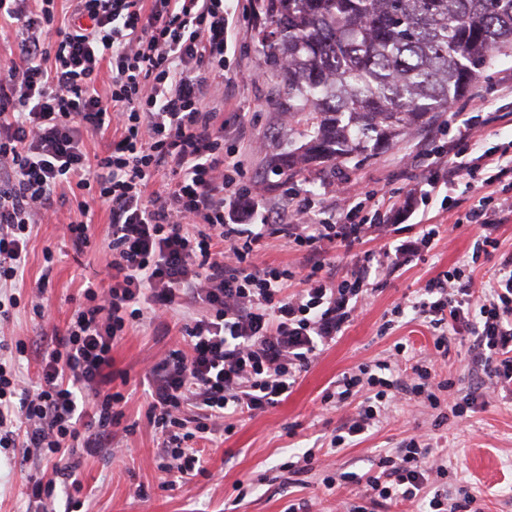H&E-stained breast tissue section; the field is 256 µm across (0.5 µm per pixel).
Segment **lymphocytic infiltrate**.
Listing matches in <instances>:
<instances>
[{
  "mask_svg": "<svg viewBox=\"0 0 512 512\" xmlns=\"http://www.w3.org/2000/svg\"><path fill=\"white\" fill-rule=\"evenodd\" d=\"M56 2L0 0V21L20 33L13 65L0 71V289L31 288L34 315L49 322L44 293L53 252L34 286L26 285L24 268L34 227L66 204L75 217L62 236L78 255L96 236L95 207L108 209L111 259L101 282L83 289L65 328L43 337L32 383L16 365L25 343L15 342L13 358L0 360V448L55 459L54 479L30 478L27 495L50 507L61 487L79 508L84 461L133 432L122 424L126 398L112 388V350L131 330L147 322L166 328L184 295L204 309L182 326L183 347L146 374V418L161 439L157 469L168 487L205 474L200 441L288 395L357 316L371 270L391 253L364 251L358 273L338 283L320 262L303 273L258 262L271 227L317 255L339 242L353 246L373 225L362 215V198L347 189L335 218L307 203L260 198L238 215L226 208L225 194L241 192L242 167L225 156L224 129L215 121L224 105V0H72L61 21ZM473 131L471 120H455L452 156L428 178L434 189L481 190L477 206L455 218L457 228L499 224L512 213V149L470 157ZM108 132L111 147L88 156L85 134ZM69 184L79 190L71 200L61 192ZM503 268L478 294L458 269L425 284L412 307L428 318L434 351L413 365L417 381L403 386L405 395L438 408L429 380L448 357L449 337L464 327L481 350L492 393L512 386V256ZM342 384V403L364 387L376 390L374 403L346 425L349 436L361 435L377 420L388 381L362 364ZM445 473L442 455L419 436L340 481L394 504L424 500L431 512H468L471 497L449 501Z\"/></svg>",
  "mask_w": 512,
  "mask_h": 512,
  "instance_id": "lymphocytic-infiltrate-1",
  "label": "lymphocytic infiltrate"
}]
</instances>
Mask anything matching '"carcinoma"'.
I'll list each match as a JSON object with an SVG mask.
<instances>
[{
    "label": "carcinoma",
    "mask_w": 512,
    "mask_h": 512,
    "mask_svg": "<svg viewBox=\"0 0 512 512\" xmlns=\"http://www.w3.org/2000/svg\"><path fill=\"white\" fill-rule=\"evenodd\" d=\"M262 51L306 117L301 153L334 163L429 123L512 49V0H262Z\"/></svg>",
    "instance_id": "cac0c4a2"
}]
</instances>
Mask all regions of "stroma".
Instances as JSON below:
<instances>
[{"label": "stroma", "mask_w": 512, "mask_h": 512, "mask_svg": "<svg viewBox=\"0 0 512 512\" xmlns=\"http://www.w3.org/2000/svg\"><path fill=\"white\" fill-rule=\"evenodd\" d=\"M260 5L261 0L231 4L236 30L227 52L229 70L220 114L224 147L243 163V187L276 203L312 197L329 214L336 211L332 192L336 184L347 182L370 193L369 207L387 212L388 227L381 235L367 233L362 246L338 245L324 253V271L336 282L357 273L361 249L413 246L424 220L445 225L446 230L436 245L407 263H391L371 272L362 314L302 372L288 397L243 417L232 432L218 433L205 447L209 476L187 477L172 489L158 485L159 440L145 418L144 378L149 365L174 346L179 333L166 334L152 326L131 331L114 347L112 359L114 370L126 374L122 387L128 397L126 420L136 429L122 454L85 462L82 479L88 499L84 508L86 512H286L290 503L305 499L314 503L317 512H338L345 499L364 506L365 512H399L388 502L371 501L362 486L331 489L324 480L339 472L368 469L378 454L395 452L410 438L427 433L447 451L449 490L468 487L477 498V512H512V398L488 399L465 416L449 417L440 425L434 422L435 410L398 398L372 429L346 439L334 452L330 442L343 433L356 406L350 403L334 409L323 402L327 389L363 363L386 361L392 378H408L409 363L396 354L395 344L407 339L415 348L430 352L434 337L414 312L393 318V307L414 298L431 278L456 267H466L475 284H484L494 277L504 257L512 254V214L502 224L452 229L454 219L476 204L480 190L464 194L443 188L431 193L427 204L419 202V189L431 168L429 157L420 150L431 142L446 144L443 131L454 113L474 118L478 151L493 152L512 140V53L497 56L474 80L469 94L455 99L434 122L373 155H354L333 167L311 166L289 176L272 171L267 159L278 146L303 144L305 126L300 118H287L284 86L260 52ZM69 217L64 207L54 222L36 225L24 274L27 283H34L44 264V248L53 250L55 271L46 296L52 321L60 327L69 318L72 297L88 279L102 275L109 260L100 241L78 257L65 247L57 225ZM488 234L497 239V250L472 261L475 241ZM42 334L24 302L14 309L9 323L0 325L1 336L24 340L29 347L27 357L20 360L25 380L36 376L34 347ZM476 354L469 342L452 341L447 360L437 365L438 380H454L465 394L481 386L484 375L473 363ZM309 448L325 449L327 455L308 473L283 471L289 456ZM50 471V465L39 458L0 448V512H37L23 493L24 478ZM140 484L147 490L146 497L135 493Z\"/></svg>", "instance_id": "35a3bbf8"}]
</instances>
